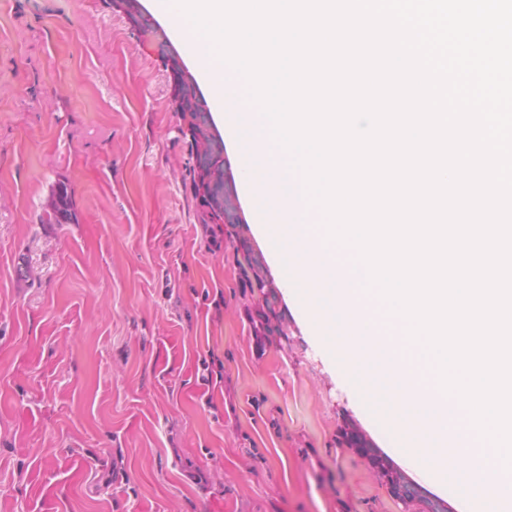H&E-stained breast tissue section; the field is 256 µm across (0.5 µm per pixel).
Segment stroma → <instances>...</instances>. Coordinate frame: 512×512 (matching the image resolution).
Masks as SVG:
<instances>
[{"instance_id":"stroma-1","label":"stroma","mask_w":512,"mask_h":512,"mask_svg":"<svg viewBox=\"0 0 512 512\" xmlns=\"http://www.w3.org/2000/svg\"><path fill=\"white\" fill-rule=\"evenodd\" d=\"M169 68L118 0H0V512H411L337 447L346 421L467 512L386 449L238 189L287 333L253 336L235 248L198 221ZM60 180L79 221L40 223Z\"/></svg>"}]
</instances>
